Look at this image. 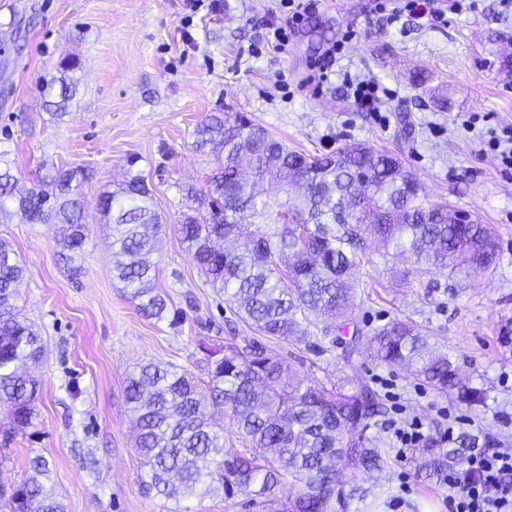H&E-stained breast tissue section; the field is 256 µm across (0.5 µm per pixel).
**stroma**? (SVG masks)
<instances>
[{"label": "stroma", "instance_id": "stroma-1", "mask_svg": "<svg viewBox=\"0 0 512 512\" xmlns=\"http://www.w3.org/2000/svg\"><path fill=\"white\" fill-rule=\"evenodd\" d=\"M377 3L323 0L279 50L267 24L279 0H224L218 14L193 0H0V152L27 187L46 164L92 172L77 272L60 255L54 225L0 219V237L26 266L16 304L45 341L38 424L0 444V486L22 480L27 457L41 454L66 512H167L140 478L126 379L145 362L200 372L199 343L250 333L205 285L177 234L180 189L202 188L208 162L193 147V130L213 112L245 113L302 153L348 142L394 153L427 201L491 225L499 262L461 285L439 272L400 280L403 258L375 255L359 269L361 323L411 321L457 358L467 381L489 390L485 404L469 407L363 359L387 407L366 434L390 449L402 422L420 420L435 438L452 418L458 430L512 448V168L487 146L512 128V79L500 72L494 40L512 37V2L478 0L476 11L444 23H393ZM332 44L342 47L338 73L314 89L309 66ZM68 58L78 88L57 120L43 106V85ZM363 79L390 90L380 111L355 106L351 84ZM131 157L151 175L166 218L152 259L170 309L181 313L176 326L144 318L112 279V236L99 222L97 194ZM274 348L294 356L302 377L333 385L346 375L340 347ZM344 478L374 486L376 498L350 500L341 512H448L443 483L425 481L411 459L390 457L375 478L355 469ZM397 495L405 503L394 511Z\"/></svg>", "mask_w": 512, "mask_h": 512}]
</instances>
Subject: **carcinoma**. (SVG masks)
Returning a JSON list of instances; mask_svg holds the SVG:
<instances>
[{
	"mask_svg": "<svg viewBox=\"0 0 512 512\" xmlns=\"http://www.w3.org/2000/svg\"><path fill=\"white\" fill-rule=\"evenodd\" d=\"M45 89L52 115L63 118L75 79L64 72ZM193 135L197 151L218 149L224 156L206 173L204 192L183 190L180 242L205 282L256 335L233 336L206 353L203 378L154 363L128 378L126 402L136 420L145 485L177 503L202 487L223 499L242 496L261 512H337L338 476L350 468L381 472L390 458L381 441L366 436L386 407L361 371L363 350L382 365L406 368L442 395L458 391L469 404L486 398L484 389L461 381L457 360L414 324L359 325L351 277L366 260L368 238H378L385 261L413 259L407 277L438 269L458 279L473 267L496 264V235L473 219L452 223V208L425 201L417 174L400 158L366 144L305 155L238 112L210 114ZM90 178L83 167L53 165L23 188L0 152V215L57 225L62 257L72 263L87 238L80 188ZM274 185L299 189L275 212L268 196ZM153 200L148 179L130 159L123 180L99 192L97 208L112 229L113 280L142 316L174 323L178 315H169L151 260L164 224ZM257 220L268 222L265 230L252 229ZM24 272L10 242L0 238V404L10 407L15 430L38 417V381L21 367L42 359L38 331L14 313ZM304 325L320 336L311 340ZM326 339L342 346L349 391L305 382L290 358L267 344L284 340L315 350ZM216 414L235 426L244 449H224ZM478 447L480 436L464 433L446 449L420 448L418 471L427 480L443 478ZM27 469L22 486L0 490V509L65 512L45 483L48 460L30 457ZM286 483L298 494L284 500L278 492Z\"/></svg>",
	"mask_w": 512,
	"mask_h": 512,
	"instance_id": "obj_1",
	"label": "carcinoma"
}]
</instances>
